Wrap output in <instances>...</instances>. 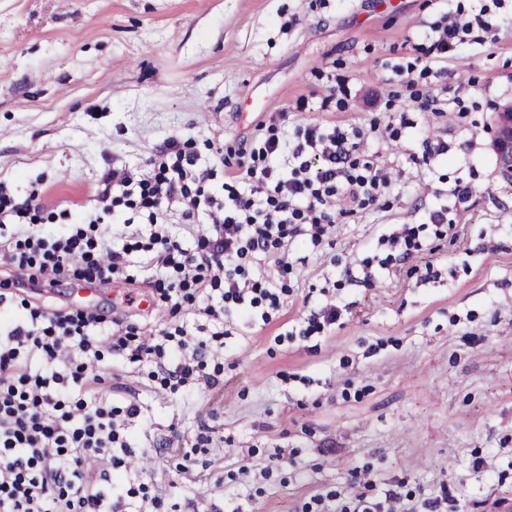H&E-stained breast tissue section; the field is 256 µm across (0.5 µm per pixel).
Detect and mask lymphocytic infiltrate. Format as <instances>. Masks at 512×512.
<instances>
[{"label":"lymphocytic infiltrate","instance_id":"obj_1","mask_svg":"<svg viewBox=\"0 0 512 512\" xmlns=\"http://www.w3.org/2000/svg\"><path fill=\"white\" fill-rule=\"evenodd\" d=\"M504 2L448 15L415 35V60L392 68L410 111H440L436 62L490 33V10ZM237 165L240 183L216 196L213 169L172 137L148 169L104 173L102 210L123 220L118 250L99 218L41 224L39 191L19 199L0 187V512H164L151 486L124 479L141 405L103 395L114 359L154 364L148 378L156 392L215 383L226 313L267 324L282 306L281 289L255 271L256 260L273 258L288 272V237L321 243L337 217L377 205L392 184L365 151L363 132L337 126L298 125L241 143ZM173 205L182 219L177 233L164 213ZM201 216L209 231L199 230ZM141 269L153 303L168 311L163 328L148 329L133 314L6 296L39 285H133Z\"/></svg>","mask_w":512,"mask_h":512}]
</instances>
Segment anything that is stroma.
Segmentation results:
<instances>
[{"label": "stroma", "instance_id": "obj_1", "mask_svg": "<svg viewBox=\"0 0 512 512\" xmlns=\"http://www.w3.org/2000/svg\"><path fill=\"white\" fill-rule=\"evenodd\" d=\"M485 0H0V182L24 197L40 181L48 210L96 212L109 169L145 168L168 138L216 148L263 137V123L367 130L394 183L383 208L339 219L316 246L288 241L291 292L271 323L224 318V372L199 385V410L150 391L144 368L115 361L113 397L143 407L133 480L181 512H305L335 493L380 502L396 489L414 512L448 491L440 512H512V179L494 147L512 105V6L483 43L444 62L442 99L466 111L370 112L363 97L390 89L408 42L446 13ZM450 70L460 79H447ZM361 97L321 110L331 78ZM309 109L296 111L299 98ZM400 130L378 141L371 123ZM447 156L414 164L424 137ZM474 192L458 200L454 190ZM448 206L449 224L429 214ZM418 224L411 264L381 268V235ZM429 268L433 277L421 279ZM350 277H343V270ZM374 274L366 284L365 274ZM341 307L336 325L303 338L311 310ZM224 437L212 471L177 470L172 429L193 435L196 413Z\"/></svg>", "mask_w": 512, "mask_h": 512}]
</instances>
